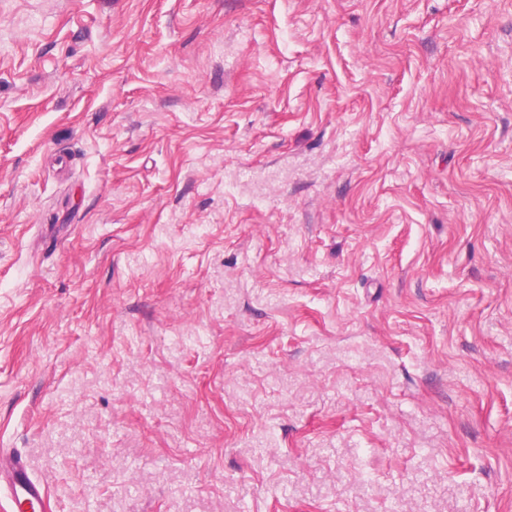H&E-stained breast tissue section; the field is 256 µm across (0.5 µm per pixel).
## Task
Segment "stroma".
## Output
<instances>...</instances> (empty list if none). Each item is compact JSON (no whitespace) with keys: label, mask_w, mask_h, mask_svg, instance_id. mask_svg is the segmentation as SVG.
<instances>
[{"label":"stroma","mask_w":512,"mask_h":512,"mask_svg":"<svg viewBox=\"0 0 512 512\" xmlns=\"http://www.w3.org/2000/svg\"><path fill=\"white\" fill-rule=\"evenodd\" d=\"M0 449L52 512H512V0H0Z\"/></svg>","instance_id":"35a3bbf8"}]
</instances>
